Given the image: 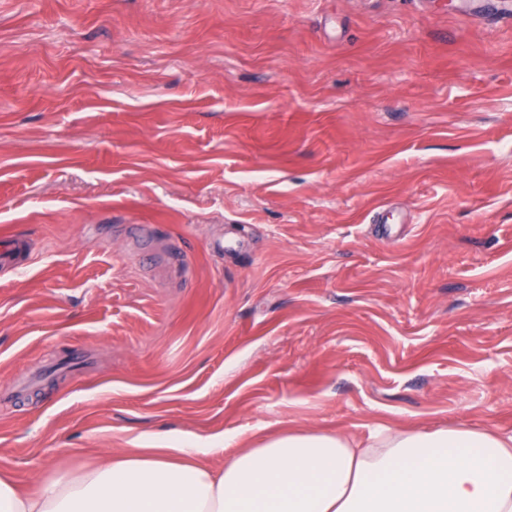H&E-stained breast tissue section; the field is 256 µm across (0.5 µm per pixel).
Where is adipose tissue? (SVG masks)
Returning a JSON list of instances; mask_svg holds the SVG:
<instances>
[{
  "instance_id": "adipose-tissue-1",
  "label": "adipose tissue",
  "mask_w": 512,
  "mask_h": 512,
  "mask_svg": "<svg viewBox=\"0 0 512 512\" xmlns=\"http://www.w3.org/2000/svg\"><path fill=\"white\" fill-rule=\"evenodd\" d=\"M224 446L218 469L173 442L102 453L27 491L0 472V512H512V433L304 430Z\"/></svg>"
}]
</instances>
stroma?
<instances>
[{
  "label": "stroma",
  "mask_w": 512,
  "mask_h": 512,
  "mask_svg": "<svg viewBox=\"0 0 512 512\" xmlns=\"http://www.w3.org/2000/svg\"><path fill=\"white\" fill-rule=\"evenodd\" d=\"M508 11L0 0V238L32 247L0 273V470L512 432ZM130 232L139 238L144 258L153 264L156 260L154 236L156 228L151 224H131Z\"/></svg>",
  "instance_id": "obj_1"
}]
</instances>
